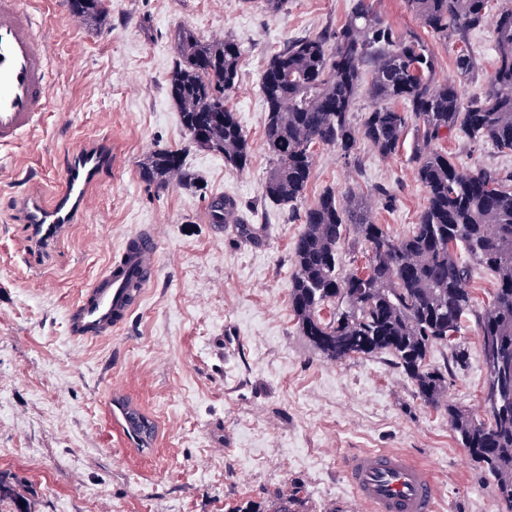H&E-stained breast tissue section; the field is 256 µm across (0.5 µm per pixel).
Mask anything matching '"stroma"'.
Wrapping results in <instances>:
<instances>
[{
  "label": "stroma",
  "mask_w": 512,
  "mask_h": 512,
  "mask_svg": "<svg viewBox=\"0 0 512 512\" xmlns=\"http://www.w3.org/2000/svg\"><path fill=\"white\" fill-rule=\"evenodd\" d=\"M23 3L49 45L50 86L38 125L0 149V474L16 480L28 512H228L245 501L270 512L296 488L308 512H362L339 461L379 448L430 470L434 512H502L444 411L426 405L385 355L334 361L314 351L288 305L302 224L263 196L271 157L260 79L287 41L342 25L352 0H286L275 14L252 0H110L100 25L73 15L68 0ZM182 27L241 46L227 98L252 143L245 169L187 145L167 89ZM470 42L478 70L468 81L455 67L457 45H432L440 77L466 100L483 94L495 65L490 26ZM95 139L111 141V171L79 222L32 259L18 200H50L68 150ZM416 141L411 120L388 159L363 139L350 160L317 148L303 205L351 189L376 223L406 233L426 198L411 173ZM441 145L460 171L512 172V153L491 145L456 133ZM174 146L186 147L194 182L147 185V153ZM379 186L395 207H382ZM219 195L234 199L235 222L211 223L207 204ZM143 229L159 257L144 301L112 336L72 338L69 308ZM460 344L445 398L479 416L486 371L473 325ZM117 400L152 422L148 445L127 444L114 428Z\"/></svg>",
  "instance_id": "1"
}]
</instances>
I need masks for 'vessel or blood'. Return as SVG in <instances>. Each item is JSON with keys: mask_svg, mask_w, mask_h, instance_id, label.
Here are the masks:
<instances>
[{"mask_svg": "<svg viewBox=\"0 0 512 512\" xmlns=\"http://www.w3.org/2000/svg\"><path fill=\"white\" fill-rule=\"evenodd\" d=\"M49 48L33 14L21 0H0V146L16 142L47 108ZM112 167V147L104 141L74 146L62 184L51 202L22 207L25 238L42 248L75 223L89 189ZM158 263L152 235H130L118 257L83 290L67 314L73 337L94 339L119 329L142 303ZM341 467L363 512H433L437 486L426 468L406 455L364 450L344 456Z\"/></svg>", "mask_w": 512, "mask_h": 512, "instance_id": "vessel-or-blood-1", "label": "vessel or blood"}]
</instances>
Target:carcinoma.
Returning <instances> with one entry per match:
<instances>
[{
	"instance_id": "obj_1",
	"label": "carcinoma",
	"mask_w": 512,
	"mask_h": 512,
	"mask_svg": "<svg viewBox=\"0 0 512 512\" xmlns=\"http://www.w3.org/2000/svg\"><path fill=\"white\" fill-rule=\"evenodd\" d=\"M109 2L69 0V8L100 23ZM404 2L431 37L460 46L456 68L466 78L477 71L469 36L491 27L496 58L485 95L464 103L457 85L438 76L434 51L418 33L393 29L370 0H353L341 27L287 42L261 77L264 142L274 157L263 196L291 207L301 202L316 146L336 148L349 159L362 138L381 157L394 156L407 114L415 117L414 175L426 204L412 230L396 236L373 223L352 190L342 199L323 192L299 215L303 230L293 246L289 305L300 335L316 352L336 361L390 357L427 405L447 412L462 447L492 478L498 502L512 509V406L486 403L494 392L512 396V180L494 166L463 174L439 147L444 135L457 131L512 153V0L495 13L490 0ZM175 50L179 63L168 85L188 146L245 168L252 145L226 99L239 78L240 46L205 41L184 27ZM367 76L377 106L356 128L353 106ZM185 153L178 147L151 152L141 165L142 179L158 190L191 181ZM349 224L368 251L363 278L356 270L339 273L338 247ZM478 269L495 279L492 304L483 309L471 292ZM468 317L486 370L482 416L445 403V371L427 362L431 348L452 343ZM273 512H307V501L295 489Z\"/></svg>"
}]
</instances>
